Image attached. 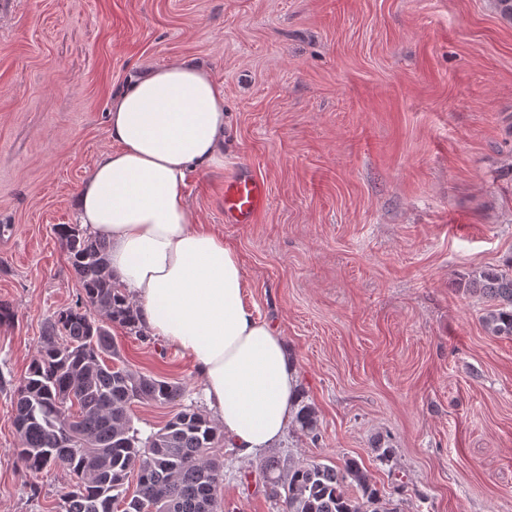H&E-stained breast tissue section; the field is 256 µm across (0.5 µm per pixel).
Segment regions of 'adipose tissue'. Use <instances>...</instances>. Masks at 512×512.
<instances>
[{
    "label": "adipose tissue",
    "instance_id": "ef3b65f1",
    "mask_svg": "<svg viewBox=\"0 0 512 512\" xmlns=\"http://www.w3.org/2000/svg\"><path fill=\"white\" fill-rule=\"evenodd\" d=\"M224 131V94L204 67L185 59L137 74L112 98L114 147L76 210L106 241L147 330L192 356L225 439L251 458L284 436L297 370L277 328L246 305L237 251L187 203L189 173L221 161Z\"/></svg>",
    "mask_w": 512,
    "mask_h": 512
}]
</instances>
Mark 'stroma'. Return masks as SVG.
<instances>
[{
    "mask_svg": "<svg viewBox=\"0 0 512 512\" xmlns=\"http://www.w3.org/2000/svg\"><path fill=\"white\" fill-rule=\"evenodd\" d=\"M183 59L224 90V162L187 178L237 249L245 301L278 325L319 435L231 443L223 512H282L260 469L358 459L397 512H512V339L470 277L512 258V22L492 0H0V512H59L68 472L30 474L12 406L47 323L81 290L53 227L112 147L133 75ZM263 180L253 224L224 180ZM133 371L178 384L142 434L204 409L191 356L112 330ZM393 459L380 461V449ZM268 190L263 181L243 171L224 181V221L253 224L265 211Z\"/></svg>",
    "mask_w": 512,
    "mask_h": 512,
    "instance_id": "obj_1",
    "label": "stroma"
}]
</instances>
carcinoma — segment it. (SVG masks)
I'll list each match as a JSON object with an SVG mask.
<instances>
[{
    "label": "carcinoma",
    "mask_w": 512,
    "mask_h": 512,
    "mask_svg": "<svg viewBox=\"0 0 512 512\" xmlns=\"http://www.w3.org/2000/svg\"><path fill=\"white\" fill-rule=\"evenodd\" d=\"M54 234L66 252L81 289L79 302L60 310L44 328L14 402L17 457L36 475L59 465L71 483L60 495V512H219L224 462L214 449L224 434L193 408L176 412L163 427L141 436L130 407L136 402L170 404L182 394L172 382L110 363L119 357L110 328L143 335L139 309L112 276L104 240L78 224H57ZM473 289L491 302L482 318L493 336H512V262L484 269ZM295 421L313 434L314 406L298 402ZM137 471V489L125 483ZM284 512H393L362 463H291L273 457L262 468ZM355 487L357 494L349 492Z\"/></svg>",
    "instance_id": "obj_1"
}]
</instances>
